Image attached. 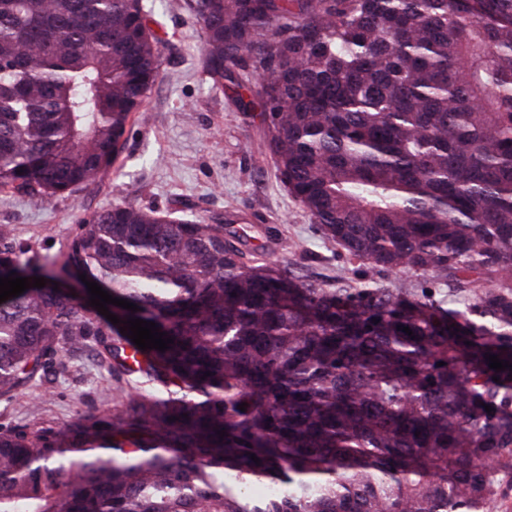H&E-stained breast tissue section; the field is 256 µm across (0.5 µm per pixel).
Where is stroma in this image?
I'll use <instances>...</instances> for the list:
<instances>
[{
	"instance_id": "stroma-1",
	"label": "stroma",
	"mask_w": 512,
	"mask_h": 512,
	"mask_svg": "<svg viewBox=\"0 0 512 512\" xmlns=\"http://www.w3.org/2000/svg\"><path fill=\"white\" fill-rule=\"evenodd\" d=\"M161 68L144 108L135 113L112 167L70 195L49 201L0 194V227L27 258L43 264L65 251L80 218L115 202L181 211L206 219L230 216L246 247L290 264L306 279H359L334 243L275 175L259 119L240 112L235 93L215 87L199 48L200 21L186 0H143ZM66 368L46 387L0 398V426H59L78 413H100L131 389L101 370L90 350L65 353Z\"/></svg>"
}]
</instances>
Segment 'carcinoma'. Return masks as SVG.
Masks as SVG:
<instances>
[{"label": "carcinoma", "instance_id": "obj_1", "mask_svg": "<svg viewBox=\"0 0 512 512\" xmlns=\"http://www.w3.org/2000/svg\"><path fill=\"white\" fill-rule=\"evenodd\" d=\"M190 7L207 74L259 111L277 178L360 285L300 279L220 214L112 204L58 269L0 233V277L46 279L0 303V397L90 341L133 384L98 415L0 431V512H493L512 470V371L485 359L512 364V0ZM159 68L141 0H0V192L95 181ZM82 274L174 343L140 350L54 289Z\"/></svg>", "mask_w": 512, "mask_h": 512}]
</instances>
